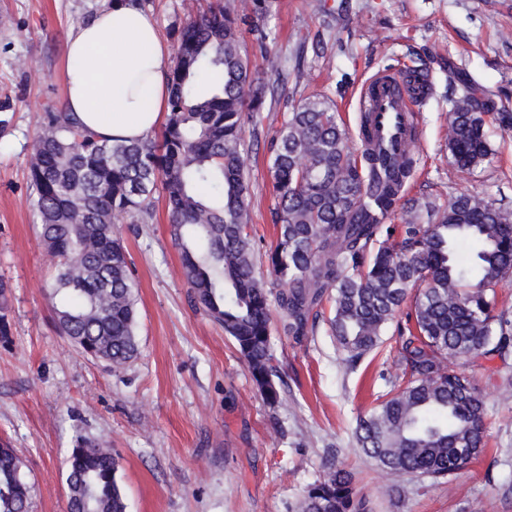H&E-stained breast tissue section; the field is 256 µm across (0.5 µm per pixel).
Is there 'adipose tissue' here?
<instances>
[{
  "label": "adipose tissue",
  "instance_id": "1",
  "mask_svg": "<svg viewBox=\"0 0 512 512\" xmlns=\"http://www.w3.org/2000/svg\"><path fill=\"white\" fill-rule=\"evenodd\" d=\"M169 58L157 23L136 0H112L69 39L63 68L69 112L102 138H143L169 110Z\"/></svg>",
  "mask_w": 512,
  "mask_h": 512
}]
</instances>
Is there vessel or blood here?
Here are the masks:
<instances>
[{"label": "vessel or blood", "instance_id": "obj_1", "mask_svg": "<svg viewBox=\"0 0 512 512\" xmlns=\"http://www.w3.org/2000/svg\"><path fill=\"white\" fill-rule=\"evenodd\" d=\"M428 96L427 79L382 71L363 85L359 109L375 113L381 141L401 148L417 135L414 112Z\"/></svg>", "mask_w": 512, "mask_h": 512}]
</instances>
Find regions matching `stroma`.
<instances>
[{"mask_svg": "<svg viewBox=\"0 0 512 512\" xmlns=\"http://www.w3.org/2000/svg\"><path fill=\"white\" fill-rule=\"evenodd\" d=\"M110 0H0V278L11 285L9 343L0 342V443L14 448L32 512H67V458L77 435L110 446L130 512H300L330 465L352 472L371 512H512V356L455 361L484 397L487 446L456 478L376 469L357 445L356 419L397 374L394 339L349 365L318 324L302 342L273 334L282 402L270 408L223 328L198 309L169 235L164 191L151 218L119 227L138 282L139 353L123 370L85 356L55 329L28 180L47 112L65 107L62 66L76 25ZM166 42L213 0H137ZM288 73L246 125L242 157L258 271L275 239L268 141L284 112L332 97L349 129L362 86L382 70L418 68L431 94L418 114L408 196L447 205L478 194L512 207V0H275L261 18ZM486 110L493 155L461 170L448 150V114L461 86Z\"/></svg>", "mask_w": 512, "mask_h": 512, "instance_id": "35a3bbf8", "label": "stroma"}]
</instances>
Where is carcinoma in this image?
<instances>
[{
  "instance_id": "1",
  "label": "carcinoma",
  "mask_w": 512,
  "mask_h": 512,
  "mask_svg": "<svg viewBox=\"0 0 512 512\" xmlns=\"http://www.w3.org/2000/svg\"><path fill=\"white\" fill-rule=\"evenodd\" d=\"M242 21L235 4L219 3L174 28L177 60L159 139L103 140L70 112L45 113L28 176L40 242L56 262L47 285L55 327L114 370L136 356L137 283L117 224L151 215L160 185L194 302L224 327L264 401L280 403L271 303L283 335L296 341L324 321L351 366L392 326L400 374L386 379L387 397L358 419L357 443L381 470L433 484L451 479L486 445L485 401L453 362L512 352V312L498 308L496 292L512 279V209L461 193L445 207L410 199L403 223H385L413 176L416 148L371 144V116L363 112L355 153L334 101L307 98L283 113L269 140L276 239L258 274L242 116L263 111L266 85L241 53ZM484 126L466 85L448 115V149L459 168L492 154ZM466 239L480 250L464 265L456 249ZM8 294L1 281L3 342ZM408 301L404 319L394 321ZM116 472L112 449L77 436L66 472L70 512H127ZM29 505L19 458L3 444L0 512ZM301 512L369 508L351 475L332 467L306 489Z\"/></svg>"
}]
</instances>
